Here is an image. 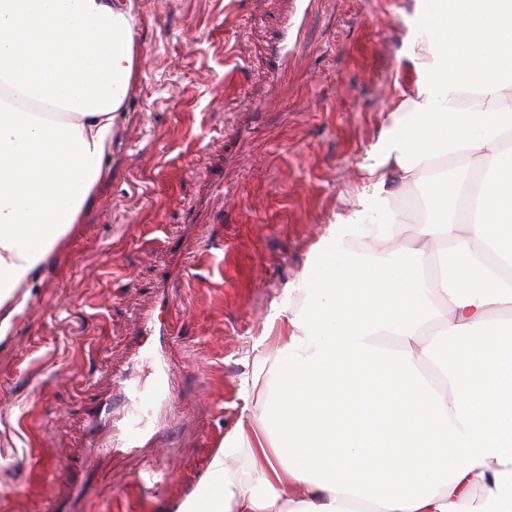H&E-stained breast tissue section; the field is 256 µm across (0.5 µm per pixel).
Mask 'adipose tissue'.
Instances as JSON below:
<instances>
[{
  "mask_svg": "<svg viewBox=\"0 0 512 512\" xmlns=\"http://www.w3.org/2000/svg\"><path fill=\"white\" fill-rule=\"evenodd\" d=\"M406 25L412 79L359 207L269 319L260 422H239L170 512H512V360L493 317L512 309V0H413ZM133 36L132 0H0V72L69 114L0 109V343L104 175ZM395 183L420 187L416 210L392 207ZM371 213L419 223L412 255ZM241 448L251 473L226 463Z\"/></svg>",
  "mask_w": 512,
  "mask_h": 512,
  "instance_id": "adipose-tissue-1",
  "label": "adipose tissue"
}]
</instances>
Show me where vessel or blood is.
<instances>
[{"label":"vessel or blood","instance_id":"1","mask_svg":"<svg viewBox=\"0 0 512 512\" xmlns=\"http://www.w3.org/2000/svg\"><path fill=\"white\" fill-rule=\"evenodd\" d=\"M315 0H290L288 17L282 26L281 39L276 48L279 59H287L297 49L306 20ZM142 337L150 339L155 364V386L142 392L132 390L127 377L115 378V397L98 402L89 412L90 426L97 437L92 443L94 454L128 453L139 448L148 432L144 424L136 422L138 410L145 407L166 406L173 393L172 363L169 356L171 331L157 323L153 314H146L140 325Z\"/></svg>","mask_w":512,"mask_h":512}]
</instances>
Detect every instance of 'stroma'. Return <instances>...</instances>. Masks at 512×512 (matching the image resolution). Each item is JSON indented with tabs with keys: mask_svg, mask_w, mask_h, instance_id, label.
<instances>
[{
	"mask_svg": "<svg viewBox=\"0 0 512 512\" xmlns=\"http://www.w3.org/2000/svg\"><path fill=\"white\" fill-rule=\"evenodd\" d=\"M135 74L105 176L25 284L0 344V512H162L233 435L257 348L310 250L358 207L361 164L401 101L409 0H319L288 64L272 48L289 0H132ZM170 325L175 402L161 442L88 465L87 412L133 364L145 311ZM170 466L163 487L137 473Z\"/></svg>",
	"mask_w": 512,
	"mask_h": 512,
	"instance_id": "35a3bbf8",
	"label": "stroma"
}]
</instances>
